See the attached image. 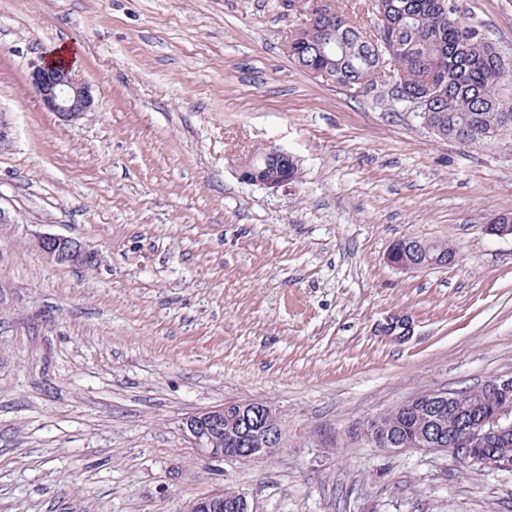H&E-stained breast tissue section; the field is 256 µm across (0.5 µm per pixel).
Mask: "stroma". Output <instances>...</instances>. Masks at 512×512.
Instances as JSON below:
<instances>
[{"instance_id": "obj_1", "label": "stroma", "mask_w": 512, "mask_h": 512, "mask_svg": "<svg viewBox=\"0 0 512 512\" xmlns=\"http://www.w3.org/2000/svg\"><path fill=\"white\" fill-rule=\"evenodd\" d=\"M281 0H0V512H180L224 489L251 512H512V473L386 453L368 417L512 373V132L471 147L392 101L297 69ZM512 60V0H456ZM94 91L77 122L27 75L61 45ZM275 144L299 179L244 183ZM35 231L81 241L62 266ZM400 238L455 265L403 273ZM413 322L394 341L379 324ZM261 401L274 458L204 462L188 415ZM403 239L397 240L393 245L391 246L390 251L393 253L394 257L409 261L411 259L416 258V254H414L411 250L405 247ZM426 241H424L425 243ZM427 250H429L432 254H451V252H454V248L447 246L446 244L440 243V242H426ZM393 255L388 251V253L385 256V262L393 269L401 271V272H409V271H416V270H423V269H431V268H438V267H448V265H452L456 261V254L449 257L446 260L444 256L442 255H433L430 256L428 253H426V257L424 261L419 263H407V262H399L397 261Z\"/></svg>"}]
</instances>
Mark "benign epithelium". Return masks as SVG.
<instances>
[{
    "instance_id": "1",
    "label": "benign epithelium",
    "mask_w": 512,
    "mask_h": 512,
    "mask_svg": "<svg viewBox=\"0 0 512 512\" xmlns=\"http://www.w3.org/2000/svg\"><path fill=\"white\" fill-rule=\"evenodd\" d=\"M28 81L43 107L63 122H74L96 106L91 86L77 78L71 65L62 61L55 63L47 59L33 64ZM292 159L294 156L287 151L269 145L259 157L246 159L240 167L239 177L247 184L271 191L286 188L299 176V167H289ZM33 243L44 256L59 265L81 266L92 262L91 254L74 238L36 231ZM455 261L454 255L447 259L442 255H428L419 263H401L390 253L385 256V262L401 272L446 267ZM382 326L399 330L394 336L396 340L404 339L411 332L409 317L397 312L389 313ZM486 386L503 395V403L480 422L459 430L462 447L448 448L446 452L455 458L490 466L497 472L511 473L512 375L496 376L488 380ZM227 412V406L220 405L194 413L182 423L184 440L207 462L224 459V415ZM234 424L255 436L251 447L244 453L246 457L269 459L284 447L276 411L264 402L234 403ZM184 512H224V500L209 496L198 498L189 503Z\"/></svg>"
}]
</instances>
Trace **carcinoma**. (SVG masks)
Wrapping results in <instances>:
<instances>
[{"mask_svg": "<svg viewBox=\"0 0 512 512\" xmlns=\"http://www.w3.org/2000/svg\"><path fill=\"white\" fill-rule=\"evenodd\" d=\"M295 2L301 15L290 33L289 60L301 71L321 69L336 84L371 87L381 75L377 45L361 25L339 10L309 12L310 0ZM374 25L391 33L397 53L392 59L404 80L401 101L444 139L484 146L512 130V61L480 31L467 24L451 0H374ZM496 402L485 393L470 400L471 418L484 416ZM458 414L448 403L425 394L424 400L367 426L370 435L394 445L420 440L426 433L448 447ZM224 418V453L251 445V438L231 429Z\"/></svg>", "mask_w": 512, "mask_h": 512, "instance_id": "carcinoma-1", "label": "carcinoma"}]
</instances>
